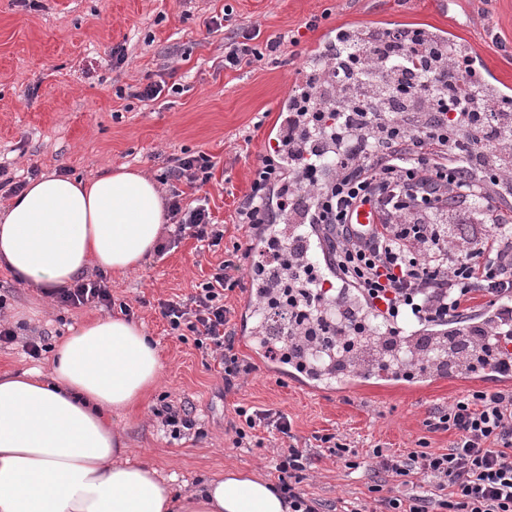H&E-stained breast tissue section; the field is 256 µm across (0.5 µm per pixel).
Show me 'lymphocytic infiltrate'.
<instances>
[{
    "label": "lymphocytic infiltrate",
    "mask_w": 512,
    "mask_h": 512,
    "mask_svg": "<svg viewBox=\"0 0 512 512\" xmlns=\"http://www.w3.org/2000/svg\"><path fill=\"white\" fill-rule=\"evenodd\" d=\"M258 36L246 29L226 37L225 67L257 64L298 42L292 34L261 47ZM476 85L472 58L434 51L422 30L398 28L385 30L372 50L337 42L321 76L292 87L273 152L260 157L235 218L257 235L280 221L316 237L321 261L275 236L259 250L238 243L191 295L159 304L172 335L192 333L196 348L218 359L225 389L251 370L234 351L224 303L225 292L246 279L256 307L288 312L281 346L266 350L281 363L307 367L320 347L355 353L382 325L386 343H397L404 316L429 335L460 337L466 372H512V98L486 108L471 99ZM492 150L504 163L487 166ZM365 205L378 217L367 237L351 229ZM463 205L487 213L482 237L449 230V212ZM168 215L176 227L158 253L186 235L212 251L224 239L207 207L183 204L179 191L169 197ZM49 295L74 308L112 306L100 278L81 277ZM236 414L233 447H250L260 428L280 434L273 469L289 512H321L320 500L298 489L311 453L298 446L287 415L242 407ZM426 425L451 434L446 452L416 448L401 458L375 446L377 469L401 488L387 494L374 485V498L351 512H428L433 503L412 491L426 479L446 492L434 503L441 512H512V392L474 391Z\"/></svg>",
    "instance_id": "f902f5d3"
}]
</instances>
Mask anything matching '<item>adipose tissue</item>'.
Instances as JSON below:
<instances>
[{
	"label": "adipose tissue",
	"mask_w": 512,
	"mask_h": 512,
	"mask_svg": "<svg viewBox=\"0 0 512 512\" xmlns=\"http://www.w3.org/2000/svg\"><path fill=\"white\" fill-rule=\"evenodd\" d=\"M165 209L127 167L49 174L0 212V267L66 288L87 266L126 274L153 251ZM161 356L138 325L97 319L57 345L50 376H0V512H288L273 484L237 470L187 494L132 460L109 419L156 382Z\"/></svg>",
	"instance_id": "obj_1"
}]
</instances>
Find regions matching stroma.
<instances>
[{"mask_svg": "<svg viewBox=\"0 0 512 512\" xmlns=\"http://www.w3.org/2000/svg\"><path fill=\"white\" fill-rule=\"evenodd\" d=\"M222 20L208 30L210 18ZM316 28H308L310 20ZM452 36L458 47L476 50L486 79L512 92V0H0V166L11 177L30 167L91 178L106 167L129 166L151 178L162 196L171 158L204 152L216 166L203 186L179 183L184 203L204 198L214 222L226 232L219 250L199 249L181 240L164 255L150 254L124 276L103 275L112 292L111 316L130 304L136 323L159 344L163 368L144 400L112 423L133 460L156 468L187 492L232 468L275 480L272 450L277 432L258 429L260 446L232 447L226 429L237 407L272 408L287 414L299 442L340 434L358 444L360 466L344 468L323 448L299 490L318 499L327 512L366 500L372 485L387 481L370 457L382 444L395 454L426 440L442 452L451 436L425 421L432 412L480 389L478 376L459 373L437 382L416 375L393 387L344 382L321 391L304 389L287 367L240 358L256 368L225 390L216 363L204 357L193 336L167 333L159 302L191 293L244 241L234 203L250 190L253 171L267 150L263 115L276 112L299 72L310 70L319 49L330 44L337 27L383 30L396 25ZM259 28L268 38L298 32L300 43L284 46L261 65L229 69L224 38L237 28ZM125 46L116 64L112 50ZM179 83L178 94L143 103L118 97L117 88L151 81ZM4 315L17 340L0 346V374L49 371L56 345L71 329L102 317V310L60 306L40 288L0 270ZM43 339L40 358L22 344ZM192 410L199 435L171 437L155 414L163 402Z\"/></svg>", "mask_w": 512, "mask_h": 512, "instance_id": "stroma-1", "label": "stroma"}]
</instances>
